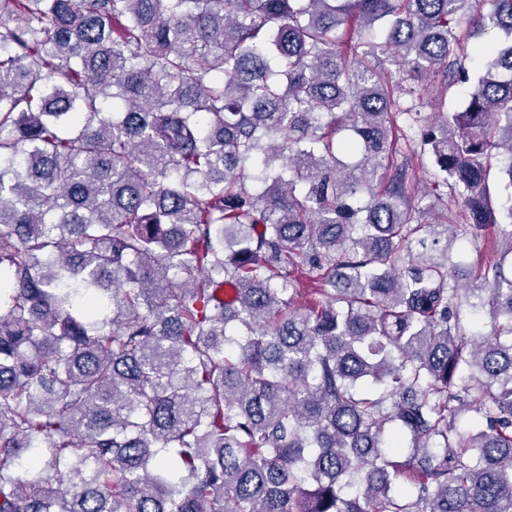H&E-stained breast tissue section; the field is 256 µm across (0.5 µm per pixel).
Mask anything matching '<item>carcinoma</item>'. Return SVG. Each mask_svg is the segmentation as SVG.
Segmentation results:
<instances>
[{
	"label": "carcinoma",
	"mask_w": 512,
	"mask_h": 512,
	"mask_svg": "<svg viewBox=\"0 0 512 512\" xmlns=\"http://www.w3.org/2000/svg\"><path fill=\"white\" fill-rule=\"evenodd\" d=\"M490 2L0 0V512H512ZM498 236L497 230L493 226H489L481 232V237L473 245H469L466 251V259L475 257L474 249L481 250L483 261L487 264H493L498 259V250L492 249V242Z\"/></svg>",
	"instance_id": "cac0c4a2"
}]
</instances>
